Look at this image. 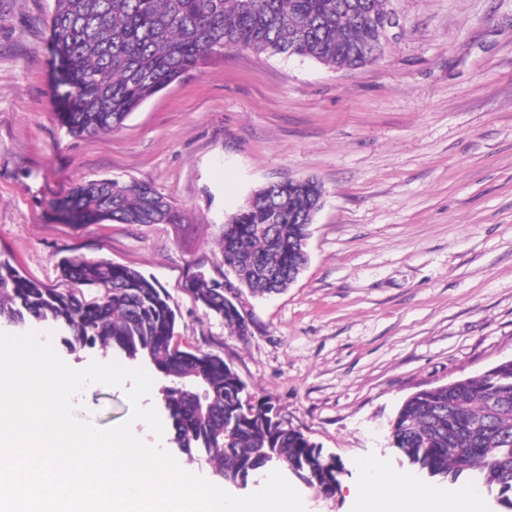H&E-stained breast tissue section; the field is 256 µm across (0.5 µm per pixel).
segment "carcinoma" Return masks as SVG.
Listing matches in <instances>:
<instances>
[{"label": "carcinoma", "instance_id": "cac0c4a2", "mask_svg": "<svg viewBox=\"0 0 512 512\" xmlns=\"http://www.w3.org/2000/svg\"><path fill=\"white\" fill-rule=\"evenodd\" d=\"M391 0H53L49 49L61 119L73 136L122 125L149 97L207 56L229 49L298 55L355 70L383 53L377 25ZM323 196L314 178L255 190L221 227L224 265L238 287L278 294L306 266L309 227ZM74 225L174 224L182 215L150 185L100 179L52 202ZM76 288L65 292L23 276L0 259V321L50 322L71 351L100 348L161 373L170 442L204 455L226 484L244 485L281 464L326 495L341 467L303 432L283 423L224 358L175 342L177 314L166 291L108 260L60 261ZM95 291L86 298L83 288ZM186 288L244 339V317L224 286L194 272ZM392 447L413 469L475 484L512 512V359L408 397L391 422Z\"/></svg>", "mask_w": 512, "mask_h": 512}]
</instances>
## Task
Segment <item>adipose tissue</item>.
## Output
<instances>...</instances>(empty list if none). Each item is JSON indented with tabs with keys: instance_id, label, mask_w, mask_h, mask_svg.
Instances as JSON below:
<instances>
[{
	"instance_id": "1",
	"label": "adipose tissue",
	"mask_w": 512,
	"mask_h": 512,
	"mask_svg": "<svg viewBox=\"0 0 512 512\" xmlns=\"http://www.w3.org/2000/svg\"><path fill=\"white\" fill-rule=\"evenodd\" d=\"M360 487L352 512H483L481 496L471 488L445 494L412 474L389 471L371 462L360 466Z\"/></svg>"
}]
</instances>
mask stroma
I'll return each mask as SVG.
<instances>
[{
	"label": "stroma",
	"mask_w": 512,
	"mask_h": 512,
	"mask_svg": "<svg viewBox=\"0 0 512 512\" xmlns=\"http://www.w3.org/2000/svg\"><path fill=\"white\" fill-rule=\"evenodd\" d=\"M52 5L0 0V258L62 291L64 258L154 279L181 346L223 356L342 463L332 497L289 475L306 512H352L358 466L410 469L388 440L405 399L512 359V0H391L399 28L349 72L228 50L91 138L59 121ZM305 177L325 190L308 263L281 294L242 291L250 335L232 336L185 281L231 279L222 225ZM102 178L151 185L184 223H63L52 201ZM131 411L120 387L74 400L101 429Z\"/></svg>",
	"instance_id": "35a3bbf8"
}]
</instances>
